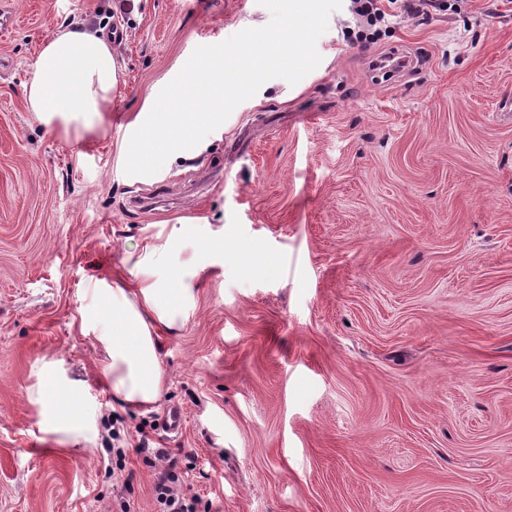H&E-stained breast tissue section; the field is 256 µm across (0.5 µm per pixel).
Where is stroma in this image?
Listing matches in <instances>:
<instances>
[{"mask_svg": "<svg viewBox=\"0 0 512 512\" xmlns=\"http://www.w3.org/2000/svg\"><path fill=\"white\" fill-rule=\"evenodd\" d=\"M0 512H112L109 416L162 434L197 512H512V11L464 0L349 44L350 0L297 84L265 82L197 156L125 172L127 132L197 47L271 20L257 0H135L93 131L24 97L43 39L112 0H0ZM195 219L186 318L159 335L167 389L131 411L82 329L98 280L157 224ZM221 238L225 252L197 254ZM81 382L90 441L41 417ZM137 512L154 467L129 450Z\"/></svg>", "mask_w": 512, "mask_h": 512, "instance_id": "stroma-1", "label": "stroma"}]
</instances>
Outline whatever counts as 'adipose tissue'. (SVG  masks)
<instances>
[{
    "label": "adipose tissue",
    "instance_id": "adipose-tissue-1",
    "mask_svg": "<svg viewBox=\"0 0 512 512\" xmlns=\"http://www.w3.org/2000/svg\"><path fill=\"white\" fill-rule=\"evenodd\" d=\"M120 79V63L103 30L75 22L46 37L24 93L30 111L49 125L97 115L111 102ZM186 229L183 223L161 225L138 255L126 259L133 284H125L120 275L101 283L82 316L106 353L101 376L123 407L154 406L166 390L158 335L184 318L193 290L180 279H162L158 271ZM37 401L53 432L68 438L88 432L90 418L81 408L77 385L49 381L39 389Z\"/></svg>",
    "mask_w": 512,
    "mask_h": 512
}]
</instances>
